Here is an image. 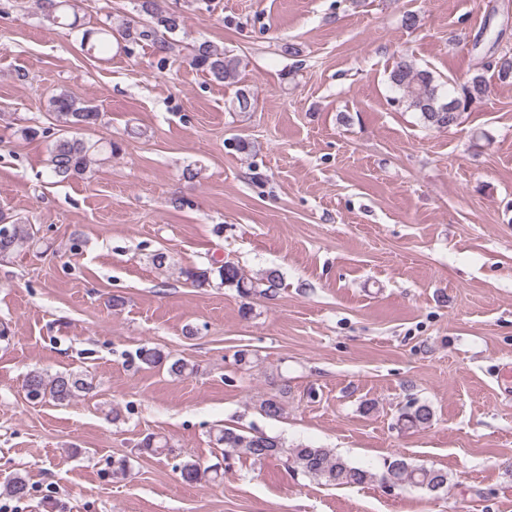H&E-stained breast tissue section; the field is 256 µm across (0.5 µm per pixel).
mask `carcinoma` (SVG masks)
<instances>
[{"label": "carcinoma", "instance_id": "1", "mask_svg": "<svg viewBox=\"0 0 512 512\" xmlns=\"http://www.w3.org/2000/svg\"><path fill=\"white\" fill-rule=\"evenodd\" d=\"M154 0H142L141 10L148 19L135 28L138 38L150 40L159 51L171 53L175 49L172 35L181 26L180 16L174 13L159 14L154 10ZM47 18L59 26L70 29L77 27L70 18L69 0H43ZM125 29L122 35H133ZM502 32L477 37L473 43L476 50H488L494 57L489 66L502 82L512 81V55L496 53V47ZM112 27L101 26L82 33L80 45L89 53L107 55L112 51ZM191 64L207 72L214 81L224 84L238 82L241 61L229 55L208 41L195 45L191 52ZM391 87L398 93L393 102L408 111L420 114L423 122L433 128L449 129L461 123L462 116L475 103L481 102L488 93L487 81L482 74H476L461 85L460 92L454 97H445L442 85L428 69H420L404 58L395 62L390 74ZM53 116L62 134L53 142L50 150V174L63 180L84 174L92 156L104 149L116 151L112 142L90 141L76 136L69 137L71 129H85L98 124L101 112L88 102H80L61 92L52 98ZM34 239L32 225L17 220H7L0 215V256L6 257L28 245ZM182 274L192 284L203 288L213 286H231L244 297L253 293V282L240 269L229 263L210 266L206 269L188 268ZM138 360L148 366L163 363L165 356L155 348L142 347L137 352ZM26 395L38 401L48 399L58 405L70 402L80 393L91 390V384L76 373H61L46 377L39 372H32L25 380ZM432 411L425 404L402 413V420L410 427L428 424ZM217 442L224 445V460L246 456L255 461L275 458L283 465L303 476L320 480L328 485H361L374 478L367 470L356 467L329 448L303 447L286 448L276 436L264 433L245 435L231 429L220 431ZM180 475L186 482H196L205 475L196 462L185 461L180 465ZM381 480L391 487L412 485L429 492H437L448 485V472L435 467L415 466L400 456H393L384 463Z\"/></svg>", "mask_w": 512, "mask_h": 512}]
</instances>
